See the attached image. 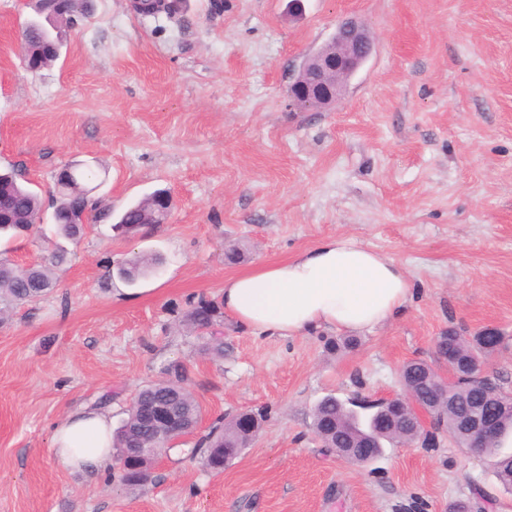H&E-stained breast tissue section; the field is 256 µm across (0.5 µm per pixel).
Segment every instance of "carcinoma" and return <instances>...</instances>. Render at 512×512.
Masks as SVG:
<instances>
[{"instance_id": "cac0c4a2", "label": "carcinoma", "mask_w": 512, "mask_h": 512, "mask_svg": "<svg viewBox=\"0 0 512 512\" xmlns=\"http://www.w3.org/2000/svg\"><path fill=\"white\" fill-rule=\"evenodd\" d=\"M85 3L76 0L71 13L59 15L54 19L56 28L46 26L41 21L29 24V47L39 51L59 41V36L67 35L72 23V15L84 10ZM70 182L63 183L54 190L56 216L55 226L58 234L73 239L87 223L89 215L98 210V200L91 196L92 189L86 182L89 173L73 166L68 176ZM158 193L144 196L128 206L117 218V225L127 231L130 227L150 219L152 206ZM42 211L40 195L29 183L17 176L0 175V236L17 238L31 232L35 220ZM152 268V262L146 257H136L118 270L120 278L133 282L145 271ZM54 287L50 270L45 265H32L20 268L8 259L0 260V301L24 304L32 302ZM220 317L218 308L212 303H201L188 315L189 325L198 330L213 328ZM448 343V361L459 374L455 381L448 382V398L453 405L444 411L433 412L437 426L448 431V435L461 447H469V437L462 432L460 414L478 402H485L486 411L498 415L500 430L498 439L490 442L480 452L496 458L495 468L499 482L512 490V453L500 448V438L512 432V407L502 410L491 401L483 400L484 391L466 378L472 365L480 367L487 364L494 348L482 343L481 336L474 334L470 338L461 336L456 330L448 329L442 333ZM166 378L140 389L134 397L127 417L113 436V448L121 453L123 448H143L151 445L154 426L144 420L145 413L155 403L172 401L192 420L201 416V407L192 392L187 388L186 371L182 365L171 363L164 369ZM403 389L412 393L424 403L433 400L442 382L433 365L422 360H411L400 373ZM356 399L342 401L333 395L321 399L312 412L314 433L330 451L336 452L345 460L361 464L363 460L354 455V448L360 441L374 440L377 454H382L384 444L398 435L407 441L414 440L417 433L416 418L407 409H395L396 434L377 431L374 414L361 417L355 408ZM247 445L236 431V419L224 421L218 419L210 431L201 436L195 452L200 455L202 464L216 473L224 470L225 458L233 457ZM150 478V468L139 462L122 476L129 486H138Z\"/></svg>"}]
</instances>
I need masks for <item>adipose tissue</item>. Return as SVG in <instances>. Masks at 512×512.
I'll return each mask as SVG.
<instances>
[{"label": "adipose tissue", "instance_id": "1", "mask_svg": "<svg viewBox=\"0 0 512 512\" xmlns=\"http://www.w3.org/2000/svg\"><path fill=\"white\" fill-rule=\"evenodd\" d=\"M411 294L401 264L335 236L294 258L225 278L221 301L241 328L288 338L320 328L374 329L402 314ZM112 435L110 411L79 408L54 426L51 452L64 467L101 475L113 462Z\"/></svg>", "mask_w": 512, "mask_h": 512}]
</instances>
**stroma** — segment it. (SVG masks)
<instances>
[{
    "label": "stroma",
    "mask_w": 512,
    "mask_h": 512,
    "mask_svg": "<svg viewBox=\"0 0 512 512\" xmlns=\"http://www.w3.org/2000/svg\"><path fill=\"white\" fill-rule=\"evenodd\" d=\"M210 2L185 0L181 26L90 0L59 60L33 73L19 41L35 0H0V168L29 178L45 217L0 252L23 267L66 252L51 293L0 319V512H448L476 487L486 512H512L493 458L448 434L358 466L311 429L326 395L400 396L401 366L436 364L451 328L502 334L489 368L512 390V0H303L298 16L289 0H224L218 14ZM347 15L371 57L333 110H289L292 71ZM71 162L97 172L93 195L116 214L167 191V223L129 236L97 218L57 236L50 193ZM329 236L406 267L401 316L335 353L339 331L270 338L226 316L223 358L207 353L193 307L219 302L225 277ZM231 245L239 263L224 260ZM140 255L156 265L124 282L118 269ZM174 360L201 429L264 416L223 473L186 459L192 436L142 487L55 462V423L106 404L120 426Z\"/></svg>",
    "instance_id": "stroma-1"
}]
</instances>
